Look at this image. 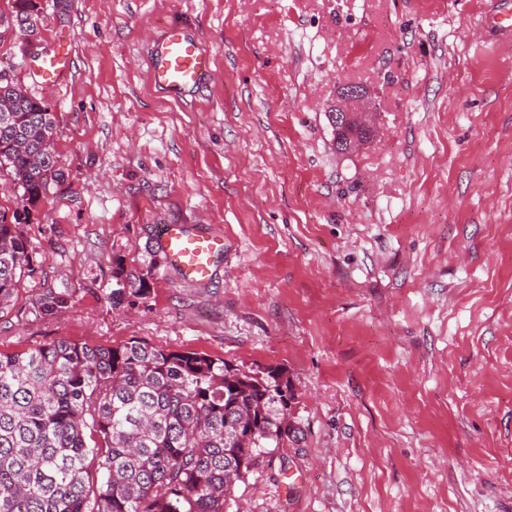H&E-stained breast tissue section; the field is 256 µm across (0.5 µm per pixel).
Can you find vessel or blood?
<instances>
[{"label":"vessel or blood","instance_id":"obj_1","mask_svg":"<svg viewBox=\"0 0 512 512\" xmlns=\"http://www.w3.org/2000/svg\"><path fill=\"white\" fill-rule=\"evenodd\" d=\"M490 43L512 41V6L501 5L487 17ZM69 66L56 46L45 48L34 61V73L45 86L57 85ZM212 75V60L183 27L171 26L156 44L150 63L152 85L171 100L206 83ZM160 243L167 263L189 283L208 281L218 259L224 256V238L202 233L184 224H165Z\"/></svg>","mask_w":512,"mask_h":512}]
</instances>
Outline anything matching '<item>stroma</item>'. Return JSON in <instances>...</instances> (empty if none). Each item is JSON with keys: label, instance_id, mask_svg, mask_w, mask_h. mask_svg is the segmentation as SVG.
I'll list each match as a JSON object with an SVG mask.
<instances>
[{"label": "stroma", "instance_id": "obj_1", "mask_svg": "<svg viewBox=\"0 0 512 512\" xmlns=\"http://www.w3.org/2000/svg\"><path fill=\"white\" fill-rule=\"evenodd\" d=\"M0 0V76L55 118L61 178L36 200L0 169V215L31 269L0 352L133 339L243 370L281 368L297 430L248 512H512V43L482 47L492 0ZM178 24L209 83L154 89ZM62 45L48 88L31 59ZM356 82L377 133L337 155L326 105ZM224 237L186 284L158 229ZM151 294L113 306L114 259ZM65 294L54 315L35 306ZM15 23L21 31L33 33L37 28L38 11L33 0H15Z\"/></svg>", "mask_w": 512, "mask_h": 512}]
</instances>
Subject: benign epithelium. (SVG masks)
Segmentation results:
<instances>
[{
  "label": "benign epithelium",
  "mask_w": 512,
  "mask_h": 512,
  "mask_svg": "<svg viewBox=\"0 0 512 512\" xmlns=\"http://www.w3.org/2000/svg\"><path fill=\"white\" fill-rule=\"evenodd\" d=\"M372 114L371 94L368 87L360 83H345L337 86L335 98L327 108V115L336 132L352 129V133L346 137L336 139L338 154H352L374 137L376 127Z\"/></svg>",
  "instance_id": "benign-epithelium-1"
}]
</instances>
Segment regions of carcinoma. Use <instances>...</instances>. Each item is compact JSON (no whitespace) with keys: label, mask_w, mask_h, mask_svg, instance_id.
I'll return each instance as SVG.
<instances>
[{"label":"carcinoma","mask_w":512,"mask_h":512,"mask_svg":"<svg viewBox=\"0 0 512 512\" xmlns=\"http://www.w3.org/2000/svg\"><path fill=\"white\" fill-rule=\"evenodd\" d=\"M34 0L15 23L37 28ZM48 107L0 78V168L28 198L59 177ZM29 266L16 225L0 215V311ZM112 306L145 299L143 274L113 261ZM67 303L48 288L37 308ZM283 373L131 340L60 339L0 353V512H230L249 475L274 465L295 433Z\"/></svg>","instance_id":"1"}]
</instances>
